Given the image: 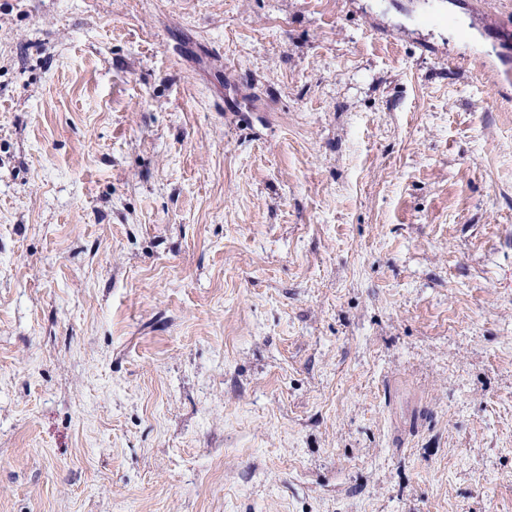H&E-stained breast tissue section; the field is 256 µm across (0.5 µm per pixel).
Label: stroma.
Here are the masks:
<instances>
[{"label": "stroma", "instance_id": "stroma-1", "mask_svg": "<svg viewBox=\"0 0 512 512\" xmlns=\"http://www.w3.org/2000/svg\"><path fill=\"white\" fill-rule=\"evenodd\" d=\"M512 0H0V512H512Z\"/></svg>", "mask_w": 512, "mask_h": 512}]
</instances>
